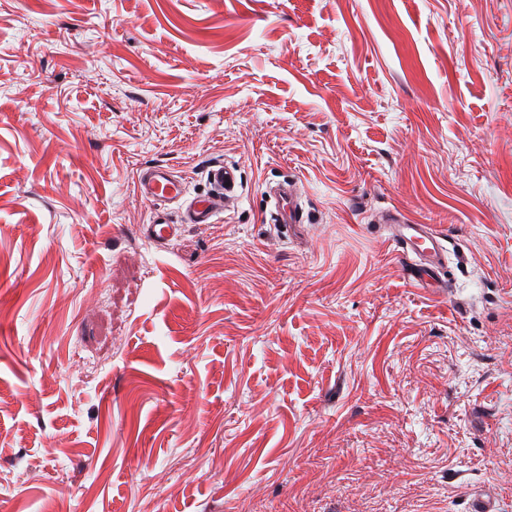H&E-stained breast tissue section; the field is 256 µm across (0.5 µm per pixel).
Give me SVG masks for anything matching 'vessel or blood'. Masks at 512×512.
Segmentation results:
<instances>
[{
	"mask_svg": "<svg viewBox=\"0 0 512 512\" xmlns=\"http://www.w3.org/2000/svg\"><path fill=\"white\" fill-rule=\"evenodd\" d=\"M208 194L188 197L186 186L170 167L158 164L141 168L136 176L138 196L147 202L180 203V224L154 223L143 227L144 238L153 245L164 246L177 237L181 224H214L227 210L226 201L235 193L236 168L216 164L209 168ZM274 203V221L278 224H299L302 208L292 184L283 182L270 189ZM381 221L387 224L395 252L407 272L408 281L427 290L444 276L448 268V248L442 237L426 224L412 222L396 210L386 211Z\"/></svg>",
	"mask_w": 512,
	"mask_h": 512,
	"instance_id": "obj_1",
	"label": "vessel or blood"
}]
</instances>
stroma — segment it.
Wrapping results in <instances>:
<instances>
[{"instance_id":"1","label":"stroma","mask_w":512,"mask_h":512,"mask_svg":"<svg viewBox=\"0 0 512 512\" xmlns=\"http://www.w3.org/2000/svg\"><path fill=\"white\" fill-rule=\"evenodd\" d=\"M219 163L220 223L136 195ZM387 208L452 237L437 292ZM475 492L512 512V0H0V512ZM270 200L274 203L275 212L273 213L274 223L302 224V208L298 202L296 191L292 184L283 182L269 191ZM144 238L154 246L162 247L178 236L179 224L154 223L142 226Z\"/></svg>"}]
</instances>
